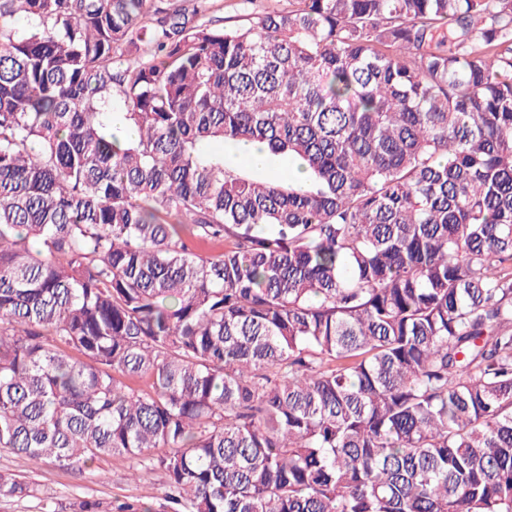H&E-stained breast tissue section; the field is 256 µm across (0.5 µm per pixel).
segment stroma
Wrapping results in <instances>:
<instances>
[{
    "instance_id": "obj_1",
    "label": "stroma",
    "mask_w": 512,
    "mask_h": 512,
    "mask_svg": "<svg viewBox=\"0 0 512 512\" xmlns=\"http://www.w3.org/2000/svg\"><path fill=\"white\" fill-rule=\"evenodd\" d=\"M165 7L200 10L207 19H223L225 26H248L257 13L288 7V0H163ZM0 471L11 472L34 485L38 496L0 498V512H53L83 501L97 503V512H111L122 503H148L154 512H166V476L161 469L140 466L138 460L112 456L82 470L66 469L50 462L33 463L27 458L0 451Z\"/></svg>"
}]
</instances>
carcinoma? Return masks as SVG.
Returning <instances> with one entry per match:
<instances>
[{
	"label": "carcinoma",
	"mask_w": 512,
	"mask_h": 512,
	"mask_svg": "<svg viewBox=\"0 0 512 512\" xmlns=\"http://www.w3.org/2000/svg\"><path fill=\"white\" fill-rule=\"evenodd\" d=\"M3 449L172 512H512V0H0ZM163 6L170 9H185L190 15L193 9L207 19L223 18L225 26L247 27L255 13L290 8L288 0H254L253 5L243 8L241 0H162ZM243 159L247 165L256 172H268L276 163L272 161L268 151L261 145L248 142L234 143L232 160ZM245 164H237L236 168L243 174H256Z\"/></svg>",
	"instance_id": "1"
}]
</instances>
